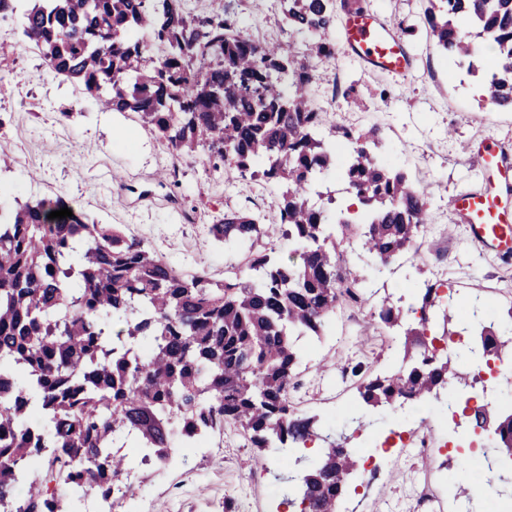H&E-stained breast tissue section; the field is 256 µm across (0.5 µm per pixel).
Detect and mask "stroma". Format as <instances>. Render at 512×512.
<instances>
[{
    "label": "stroma",
    "instance_id": "35a3bbf8",
    "mask_svg": "<svg viewBox=\"0 0 512 512\" xmlns=\"http://www.w3.org/2000/svg\"><path fill=\"white\" fill-rule=\"evenodd\" d=\"M402 34L412 69L394 75L361 62L339 43L331 59L313 58L308 91L330 125L378 128L381 153L402 168L429 200L433 235L416 237L402 274L376 271L353 260L365 302L336 312L333 328L306 344L290 396L299 412L330 416L345 403L360 404L359 378L393 366L395 336L372 314L389 294L405 291L406 274L435 281L446 276L459 299H477L501 319L512 316V259L477 250L452 202L475 183L480 163L468 144L489 138L512 153V108L487 98V67L468 73L436 47L426 21L428 0H360ZM197 14L227 10L244 35L293 42L279 0H192ZM23 18L0 21V205L61 197L100 224H116L143 239L171 265L221 280L238 272V248L214 240L208 227L243 207L276 221L275 185L213 168L195 155L173 157L158 135L132 112L100 110L71 81L48 73L39 52L22 40ZM135 512H270L271 479L280 460L261 455L242 434L213 436L189 460L180 456L151 468L126 449ZM455 459L401 456L384 478L367 486L364 512H419L414 479L426 471L454 475Z\"/></svg>",
    "mask_w": 512,
    "mask_h": 512
}]
</instances>
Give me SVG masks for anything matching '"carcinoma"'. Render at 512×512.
<instances>
[{
    "label": "carcinoma",
    "instance_id": "obj_1",
    "mask_svg": "<svg viewBox=\"0 0 512 512\" xmlns=\"http://www.w3.org/2000/svg\"><path fill=\"white\" fill-rule=\"evenodd\" d=\"M22 34L48 69L88 93L104 111L134 112L172 154L200 152L214 166L275 182L288 259L274 263L260 216L224 213L216 240L244 254L245 274L215 281L184 273L135 236L95 224L81 210L37 199L0 208V512H75L73 502L106 498L125 475L133 442L145 467L179 448H197L232 428L260 452L288 448L285 494L302 492L305 512H336L358 455L336 442L288 397L301 339L320 336L343 303L364 300L339 260L354 239L365 259L388 264L409 251L428 212L426 194L378 154L379 130L332 128L307 95L309 58L333 57L337 9L357 0H280L307 51L271 46L239 30L235 15L198 16L187 0H31ZM437 45L468 69L497 51L489 98L512 105V0H429ZM467 21V31L461 22ZM363 209L332 210L330 174ZM419 308L435 306L434 285L408 280ZM378 322L403 328L393 373L357 386L374 409L440 399L465 377L462 355L436 358L424 345L427 320L407 322L403 298H383ZM480 336L478 353L504 359L512 336L483 311L459 317ZM491 422L490 457L512 445V413L493 403L472 422ZM317 440V457L291 452Z\"/></svg>",
    "mask_w": 512,
    "mask_h": 512
}]
</instances>
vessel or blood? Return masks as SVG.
Returning a JSON list of instances; mask_svg holds the SVG:
<instances>
[{"label":"vessel or blood","instance_id":"vessel-or-blood-1","mask_svg":"<svg viewBox=\"0 0 512 512\" xmlns=\"http://www.w3.org/2000/svg\"><path fill=\"white\" fill-rule=\"evenodd\" d=\"M345 43L354 54L370 65L404 73L411 61L402 39L371 13L353 12L341 23ZM481 164L479 186L455 198L457 220L466 225L471 239L512 257V159L495 144L483 141L470 147Z\"/></svg>","mask_w":512,"mask_h":512}]
</instances>
